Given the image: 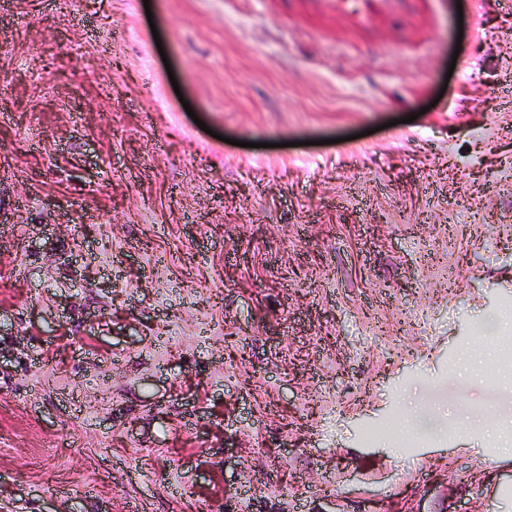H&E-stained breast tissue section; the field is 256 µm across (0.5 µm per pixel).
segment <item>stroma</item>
<instances>
[{
	"mask_svg": "<svg viewBox=\"0 0 512 512\" xmlns=\"http://www.w3.org/2000/svg\"><path fill=\"white\" fill-rule=\"evenodd\" d=\"M356 9L0 0V512H512V8Z\"/></svg>",
	"mask_w": 512,
	"mask_h": 512,
	"instance_id": "stroma-1",
	"label": "stroma"
}]
</instances>
